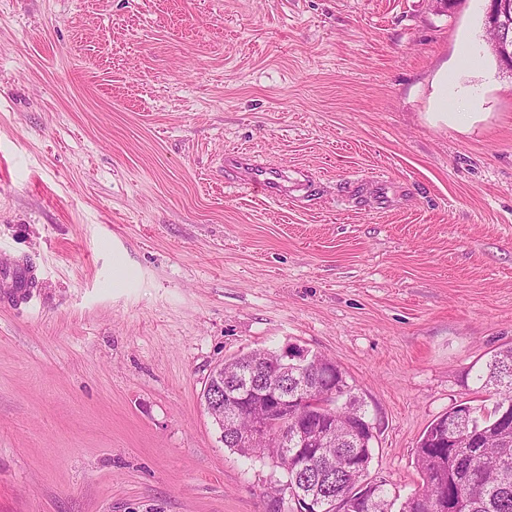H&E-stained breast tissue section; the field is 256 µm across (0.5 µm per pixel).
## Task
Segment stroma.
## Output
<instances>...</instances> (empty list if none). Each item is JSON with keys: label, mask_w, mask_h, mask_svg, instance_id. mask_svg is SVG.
I'll return each mask as SVG.
<instances>
[{"label": "stroma", "mask_w": 512, "mask_h": 512, "mask_svg": "<svg viewBox=\"0 0 512 512\" xmlns=\"http://www.w3.org/2000/svg\"><path fill=\"white\" fill-rule=\"evenodd\" d=\"M489 0H0V512H276L202 399L256 348L334 361L414 451L512 345V75ZM465 113L434 122L432 113ZM288 168V198L224 155ZM10 264L13 272H9L0 281V299L15 307H21L31 300L34 288H37V267L28 262Z\"/></svg>", "instance_id": "35a3bbf8"}]
</instances>
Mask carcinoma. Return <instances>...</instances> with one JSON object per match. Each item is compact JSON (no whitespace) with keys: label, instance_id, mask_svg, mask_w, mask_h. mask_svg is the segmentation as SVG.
Segmentation results:
<instances>
[{"label":"carcinoma","instance_id":"1","mask_svg":"<svg viewBox=\"0 0 512 512\" xmlns=\"http://www.w3.org/2000/svg\"><path fill=\"white\" fill-rule=\"evenodd\" d=\"M282 362L280 354L257 348L230 358L226 377L209 375L204 401L223 389L246 397L234 416H224L233 426L224 447L269 459L281 473L270 486L280 502L325 501L328 512H392L388 490L368 479L374 426L345 373L330 359L310 354L307 367H288L286 378L251 379L255 368ZM476 380L496 396L492 408L478 412L460 405L426 428L415 452L423 486L402 502L400 512H512V346L494 351ZM303 382L308 390L288 405V425L297 421L309 434L334 426L328 447L297 443L287 449L275 436L242 439L266 403L264 391L292 394Z\"/></svg>","mask_w":512,"mask_h":512}]
</instances>
